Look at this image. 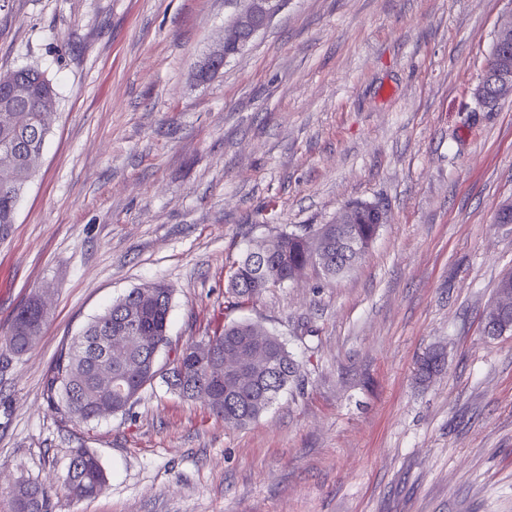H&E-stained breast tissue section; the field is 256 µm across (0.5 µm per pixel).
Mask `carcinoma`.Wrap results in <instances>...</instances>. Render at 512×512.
<instances>
[{
    "instance_id": "cac0c4a2",
    "label": "carcinoma",
    "mask_w": 512,
    "mask_h": 512,
    "mask_svg": "<svg viewBox=\"0 0 512 512\" xmlns=\"http://www.w3.org/2000/svg\"><path fill=\"white\" fill-rule=\"evenodd\" d=\"M56 97L53 81L38 68L0 72V109L31 115V123L24 128L0 123V225L15 223L18 199L34 176L25 158L41 151L48 135L37 115L45 108H54ZM349 207L355 223L347 234L355 241L357 251L352 254L342 245L331 247L329 257L335 278L350 271L366 252L381 218V210L372 204L354 202ZM311 247L306 235L291 232L265 259H255L248 252L235 261L228 278V293L234 304H243L271 286L287 283L296 271L304 273L313 264ZM141 291L140 287L134 288L114 301L55 356L46 377L45 394L47 402L65 418L93 422L97 420V405L107 399L125 411L158 374L152 355L167 344L173 288L152 284L155 298L144 305L139 303ZM129 306L140 308L135 323L126 321ZM45 323L34 298L17 312L8 334L0 341L13 353L22 354L40 340ZM100 337L123 343L125 358L100 361L95 349ZM208 341L216 343L212 355L198 358V343H191L169 362L167 375L170 386H182L186 390L183 397L201 400L212 414L224 419L227 427L242 428L256 421L300 374L301 366L285 343L259 324L231 321ZM234 352L248 358V368L240 380L228 384L219 374L224 372V356ZM107 374L112 375L110 388L101 383ZM66 483L74 496L92 498L106 486L107 475L98 457L80 448L71 459ZM12 497L15 512H51L48 491L38 484L19 483Z\"/></svg>"
}]
</instances>
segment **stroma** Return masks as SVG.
<instances>
[{"instance_id": "obj_1", "label": "stroma", "mask_w": 512, "mask_h": 512, "mask_svg": "<svg viewBox=\"0 0 512 512\" xmlns=\"http://www.w3.org/2000/svg\"><path fill=\"white\" fill-rule=\"evenodd\" d=\"M243 0H0V71L57 87L49 134L0 233V337L34 297L38 344L0 345V512L19 481L52 512H512V332L484 321L512 273V97L476 89L512 0H283L210 79ZM387 216L356 266L229 307L259 239ZM174 290L159 367L230 320L301 365L225 427L156 378L126 414L46 402L63 345L133 288ZM440 368L420 378L430 356ZM107 474L70 495L76 449Z\"/></svg>"}]
</instances>
